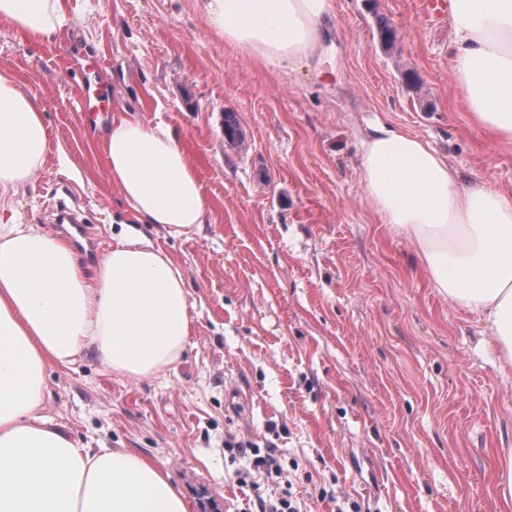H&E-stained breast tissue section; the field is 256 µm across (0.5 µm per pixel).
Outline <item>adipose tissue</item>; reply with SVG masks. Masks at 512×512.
I'll list each match as a JSON object with an SVG mask.
<instances>
[{
	"label": "adipose tissue",
	"instance_id": "ef3b65f1",
	"mask_svg": "<svg viewBox=\"0 0 512 512\" xmlns=\"http://www.w3.org/2000/svg\"><path fill=\"white\" fill-rule=\"evenodd\" d=\"M209 23L262 63L287 68L316 46L331 0H202ZM30 42L79 23L64 0H0ZM452 74L472 123L512 142V0H452ZM37 95L0 73V512H188L162 462L74 440L40 410L48 365L93 355L112 374L171 368L191 333L189 292L173 259L139 224L186 236L210 204L181 136L162 118L118 110L104 142L109 178L131 226L113 236L94 275L73 247L10 205L42 164ZM368 208L416 244L435 291L478 314L512 367V194L464 179L421 138L378 121L356 138Z\"/></svg>",
	"mask_w": 512,
	"mask_h": 512
}]
</instances>
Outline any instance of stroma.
Wrapping results in <instances>:
<instances>
[{
    "label": "stroma",
    "instance_id": "35a3bbf8",
    "mask_svg": "<svg viewBox=\"0 0 512 512\" xmlns=\"http://www.w3.org/2000/svg\"><path fill=\"white\" fill-rule=\"evenodd\" d=\"M332 4L320 46L286 71L225 42L198 0H78L82 21L39 45L0 19V72L38 95L47 130L19 223L50 232L58 203L78 209L100 248L75 246L89 272L126 218L109 126L78 105L94 68L116 106L162 114L184 138L213 204L189 236L142 228L189 291L179 361L143 380L90 355L51 366L43 413L91 447L162 461L191 512H248L288 491L303 512H505L496 460L512 448V367L475 315L431 288L413 242L366 208L355 136L396 125L506 193L512 143L472 124L447 22L421 26L415 0ZM228 112L241 144L224 138ZM231 441L278 448L282 480L239 486L249 464Z\"/></svg>",
    "mask_w": 512,
    "mask_h": 512
}]
</instances>
